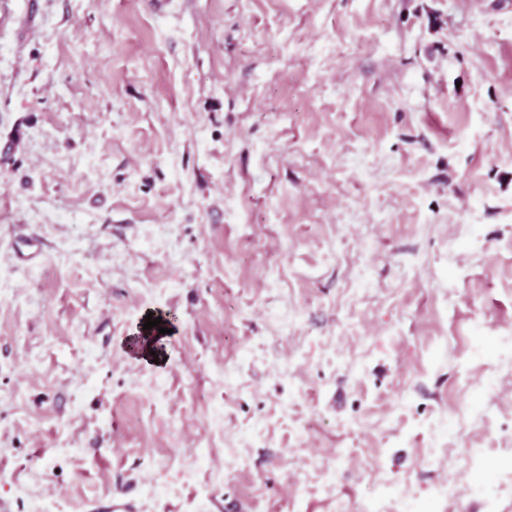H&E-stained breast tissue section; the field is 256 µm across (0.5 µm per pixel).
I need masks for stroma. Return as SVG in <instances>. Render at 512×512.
Masks as SVG:
<instances>
[{
  "label": "stroma",
  "mask_w": 512,
  "mask_h": 512,
  "mask_svg": "<svg viewBox=\"0 0 512 512\" xmlns=\"http://www.w3.org/2000/svg\"><path fill=\"white\" fill-rule=\"evenodd\" d=\"M1 28L0 469L64 512H491L512 0H0Z\"/></svg>",
  "instance_id": "obj_1"
}]
</instances>
